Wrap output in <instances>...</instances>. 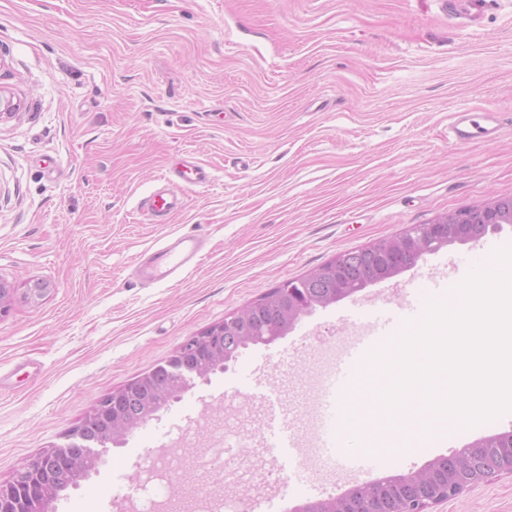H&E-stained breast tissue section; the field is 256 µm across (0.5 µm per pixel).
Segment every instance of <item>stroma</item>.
I'll return each mask as SVG.
<instances>
[{
	"label": "stroma",
	"instance_id": "obj_1",
	"mask_svg": "<svg viewBox=\"0 0 512 512\" xmlns=\"http://www.w3.org/2000/svg\"><path fill=\"white\" fill-rule=\"evenodd\" d=\"M0 482L63 445L102 396L164 364L225 315L336 254L439 215L512 197V0L474 17L447 0H0ZM496 113L462 143L455 113ZM193 158L212 174L155 224L137 212ZM193 235L206 248L176 278L142 284L135 256ZM473 244L424 256L394 278L251 344L111 448L51 512H116L141 461L198 459L242 378L255 413L237 446L277 467L260 436L279 385L295 379L304 447L319 443L325 379L363 319L465 261ZM47 290L28 298L30 282ZM512 432L448 423L394 447V473ZM433 512H512L501 475Z\"/></svg>",
	"mask_w": 512,
	"mask_h": 512
}]
</instances>
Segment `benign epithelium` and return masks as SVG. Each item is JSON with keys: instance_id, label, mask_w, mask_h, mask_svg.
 <instances>
[{"instance_id": "benign-epithelium-1", "label": "benign epithelium", "mask_w": 512, "mask_h": 512, "mask_svg": "<svg viewBox=\"0 0 512 512\" xmlns=\"http://www.w3.org/2000/svg\"><path fill=\"white\" fill-rule=\"evenodd\" d=\"M504 225H512V198L448 212L430 224L414 225L395 237L340 253L304 276L302 287L285 282L267 297L225 316L223 322L183 342L166 365L98 399L86 420L98 422L102 429L99 438L87 439L79 426L69 444L36 456L12 480L0 483V512H40L42 502L55 492L59 470H68L70 480L76 483L95 469L98 456L89 444L106 448L122 443L160 408L179 398L192 378L205 380L236 360L239 351L227 347L229 338L241 348L258 341L272 343L317 308L328 307L415 266L433 252L424 240L431 239L442 247L477 240L488 229ZM259 320L267 321L268 334L257 339L252 336V325ZM125 398L140 402V416L133 418L125 411ZM463 455L466 461L462 465L455 464L457 453L439 456L419 471L355 486L339 496L299 507L297 512H431L447 501L450 493L458 497L501 474L512 475V433L499 436L495 443L478 441Z\"/></svg>"}]
</instances>
